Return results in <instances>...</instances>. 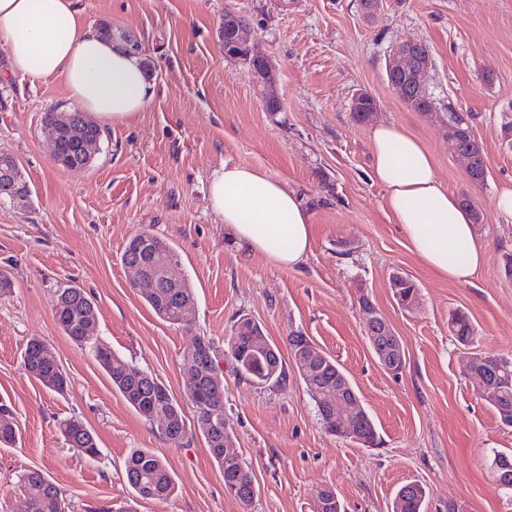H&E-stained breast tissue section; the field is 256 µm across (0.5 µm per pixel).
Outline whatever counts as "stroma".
Returning a JSON list of instances; mask_svg holds the SVG:
<instances>
[{"label":"stroma","mask_w":512,"mask_h":512,"mask_svg":"<svg viewBox=\"0 0 512 512\" xmlns=\"http://www.w3.org/2000/svg\"><path fill=\"white\" fill-rule=\"evenodd\" d=\"M90 25L142 44L156 92L120 125L104 127L90 166L58 165L43 133L45 112L69 104L61 79L29 83L9 76L0 45V152L11 154L30 187L27 202L0 199V271L13 281L0 296V403L11 406L16 446L0 447V512H24L18 480L38 469L56 484L71 512H241L225 494L224 476L206 442L166 440L112 387L89 347L58 326L52 296L60 283L83 288L98 305L92 330L180 399L187 426L196 412L185 399L183 356L194 337L225 349L230 327L246 314L283 357L287 382L256 386L224 370V416L235 450L256 477L251 512H316L333 487L345 512H390L396 490L422 484L443 512H512V497L494 483L488 460L512 450V428L476 394L464 364L469 349L512 358V220L492 199L512 179V148L502 126L512 115V0H384L367 19L359 0H78ZM252 23L258 53L276 67L282 112H266L251 70L225 57L226 12ZM427 44V86L440 110L463 113L489 168L471 185L442 127L410 109L388 85L387 55L399 39ZM377 102L371 123L351 117L359 92ZM414 133L433 155L440 182L469 193L482 213L485 249L471 283L432 274L411 250L370 177L372 125ZM255 167L300 192L311 212L309 254L297 267L236 245L208 203L211 177L224 163ZM180 254L176 277L196 293L189 327L162 321L132 286L121 263L142 229ZM352 241L350 254L338 243ZM417 285L416 309H400L393 273ZM401 337L406 366L384 370L374 356L360 297ZM475 326L470 346L448 329L455 309ZM302 333L334 356L375 423L365 446L328 433L290 357L288 338ZM44 339L71 379L64 394L24 369L32 337ZM74 419L94 435L91 460L65 443L58 425ZM166 461L177 490L167 499H134L125 475L133 449Z\"/></svg>","instance_id":"stroma-1"}]
</instances>
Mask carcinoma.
Returning <instances> with one entry per match:
<instances>
[{"instance_id": "carcinoma-1", "label": "carcinoma", "mask_w": 512, "mask_h": 512, "mask_svg": "<svg viewBox=\"0 0 512 512\" xmlns=\"http://www.w3.org/2000/svg\"><path fill=\"white\" fill-rule=\"evenodd\" d=\"M68 124L83 132L84 146H75L71 139L61 140L59 152L54 160L67 169H81L89 166L99 151L102 129L92 121L85 112L72 110L67 112ZM461 146L476 154V162L470 172L476 184L485 183L488 178V167L484 149L466 137L461 140ZM7 177L14 184L13 198L20 201L30 196V191L23 177L16 172V161L8 153L0 152V179ZM178 254L173 246L145 229L133 236L127 243L122 256V264L139 263L146 268L158 281L159 288L154 294L144 297L145 302L163 321L173 325L182 324V309L194 302L195 293L190 284L185 283L173 287L164 279V269L177 261ZM392 296L396 303L407 310H412L411 304L418 298L417 287L411 279H403L392 288ZM53 313L62 331L76 344L83 346L86 341L78 334L80 324L97 319L98 308L87 293L76 285H63L54 291ZM238 316L231 326L227 339V352L234 371L241 377L253 381L256 377L270 378L269 384L286 383V372L283 364L275 367L267 366L266 360H260L252 354L250 336L262 332L259 324H254L248 330H243ZM455 328V339L465 343L472 339L473 327L466 313L458 310L452 315ZM212 353L211 364L200 380L205 388L224 383L223 372L219 367V350L212 340H207ZM47 345L43 339L34 337L27 342L22 353V363L26 371L37 379L47 389L64 392L70 384V379L61 366L42 356L43 347ZM95 360L106 372L112 383L124 400L146 421H151L150 413L163 412L170 418L171 428L164 437L172 444L182 443L187 429L182 408L179 402L169 393L168 388L152 374L141 369L133 362L115 353L105 343H95L92 346ZM493 365L490 384L495 389V397L487 401L498 417H503L504 410L512 409V385L500 381L504 374L512 375V359L491 355ZM342 371L335 358L329 356L319 374L316 392L321 395H332L336 392V373ZM196 409L197 431L203 436L210 448L212 458L218 468L224 471V477L240 478L247 487V496H241L237 502L243 512H249L256 493L253 484V474L244 464L241 457L228 459L224 456V389H219V397L212 399L206 406L192 402ZM358 440L366 446L376 440L375 425L370 415L365 414L357 422ZM60 431L72 448L82 455L95 459L100 456L101 449L95 438L84 436L76 427L75 421L64 420L60 423ZM16 425L8 405L0 404V445L15 442ZM126 479L135 494L143 499H164L175 492L173 476L163 459L143 449L134 450L127 460ZM19 487L29 496L34 512H58V506L66 504L61 490L50 482L42 472L29 470L19 478ZM428 506L427 490L422 485L414 489L401 486L394 496L392 512H426ZM317 512H342L341 503L335 489L327 487L319 493Z\"/></svg>"}]
</instances>
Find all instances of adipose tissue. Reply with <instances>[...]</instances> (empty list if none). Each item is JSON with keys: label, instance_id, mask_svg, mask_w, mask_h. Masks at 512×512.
Here are the masks:
<instances>
[{"label": "adipose tissue", "instance_id": "1", "mask_svg": "<svg viewBox=\"0 0 512 512\" xmlns=\"http://www.w3.org/2000/svg\"><path fill=\"white\" fill-rule=\"evenodd\" d=\"M0 43L9 73L32 82L60 78L71 100L104 125L140 112L154 86L138 56L102 37L84 20L77 0H0ZM371 178L411 249L438 275L470 282L484 249L469 211L436 175L432 155L415 135L391 124L371 130ZM212 210L235 240L293 268L310 248L311 215L296 191L243 164H224L209 185Z\"/></svg>", "mask_w": 512, "mask_h": 512}]
</instances>
